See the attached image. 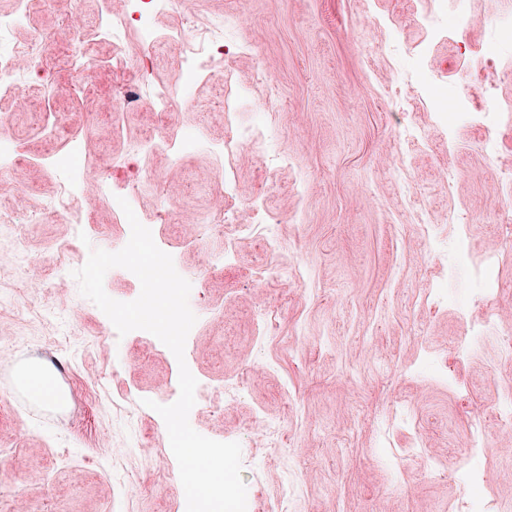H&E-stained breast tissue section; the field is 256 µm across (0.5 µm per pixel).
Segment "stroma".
I'll use <instances>...</instances> for the list:
<instances>
[{
    "mask_svg": "<svg viewBox=\"0 0 512 512\" xmlns=\"http://www.w3.org/2000/svg\"><path fill=\"white\" fill-rule=\"evenodd\" d=\"M446 2L196 0L200 19L235 14L244 24L235 34L240 49L215 56L188 91L178 85L182 52L165 40L177 14L156 12L152 82L174 87L177 109L157 112L143 100L118 120L112 58L120 45L93 36L94 91L78 94L75 72L53 63L70 41L61 10H75L93 35L103 18L153 0H27L23 17L0 30V48H46L26 87L28 109L0 95L19 146H32L61 119L80 137L87 179L107 186L78 199L90 216L81 240L48 209L63 173L36 159L0 174V210L44 216L26 258L0 242V295L21 293L22 261L30 278H48L55 243L72 242L77 269L90 248L121 250L127 218L113 210L112 193L134 177L128 159L137 140L150 126L191 131L194 149L149 155L160 191L144 193L134 213L146 223L168 207L173 220L158 225V237L187 239L176 263L206 295L185 344L201 396L189 422L205 437L240 444L241 476L257 506L277 504L290 485L297 493L288 512H446L459 498L490 512L494 502L512 501V470L495 466L488 451L502 427L501 380L512 377V361L499 357L492 333L462 348L490 311L512 325V263L487 301L456 257L462 238L474 257L512 256L499 230L512 195L498 191L501 171L512 170V125L489 137L477 126L440 123L426 107L402 114L386 102L393 73L410 66L441 103L466 96L477 107L490 91L512 101V49L500 53L497 70L483 67L503 14L499 0H465L464 30L426 28L424 16ZM261 67L269 84L256 80ZM228 90L235 123H260L289 163L269 171L253 154L238 155L236 191L224 199V156L215 147L225 121L216 104ZM403 121L420 130L418 141L399 138ZM446 171L454 175L447 186ZM220 203L258 204L265 221L251 234L228 224L191 239L192 224ZM458 212L467 223L453 222ZM266 237L269 252L260 246ZM277 264L300 267V277L269 275L259 285L260 273ZM33 300L46 314L31 322L0 306V362L35 356L61 369L75 406L48 422L0 390V498L29 512H184L164 420L149 408L130 424L118 402L122 395L175 402L174 354L146 334L114 337L76 279ZM271 312L270 333L261 318ZM104 370L108 383L96 385ZM476 416L488 444L473 449L468 427ZM262 420L278 426L266 445L255 433ZM440 465L447 477L436 476Z\"/></svg>",
    "mask_w": 512,
    "mask_h": 512,
    "instance_id": "1",
    "label": "stroma"
}]
</instances>
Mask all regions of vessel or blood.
<instances>
[{
  "label": "vessel or blood",
  "instance_id": "vessel-or-blood-1",
  "mask_svg": "<svg viewBox=\"0 0 512 512\" xmlns=\"http://www.w3.org/2000/svg\"><path fill=\"white\" fill-rule=\"evenodd\" d=\"M36 370L34 361L25 357L16 358L11 365L0 369V386L4 387L11 400L30 412L47 420L61 419L70 407V390L64 377H57L56 397L45 402L32 396L27 387V379Z\"/></svg>",
  "mask_w": 512,
  "mask_h": 512
}]
</instances>
